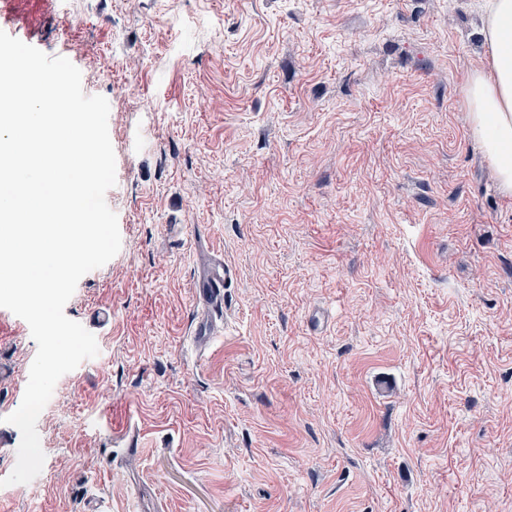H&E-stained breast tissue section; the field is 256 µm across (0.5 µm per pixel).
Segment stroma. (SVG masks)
I'll return each mask as SVG.
<instances>
[{
	"instance_id": "35a3bbf8",
	"label": "stroma",
	"mask_w": 512,
	"mask_h": 512,
	"mask_svg": "<svg viewBox=\"0 0 512 512\" xmlns=\"http://www.w3.org/2000/svg\"><path fill=\"white\" fill-rule=\"evenodd\" d=\"M489 2L0 9L108 100L121 235L64 308L99 353L0 512H512V194L466 99ZM214 256L236 276L199 349ZM36 351L0 308V418Z\"/></svg>"
}]
</instances>
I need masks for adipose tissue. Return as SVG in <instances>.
<instances>
[{
  "label": "adipose tissue",
  "mask_w": 512,
  "mask_h": 512,
  "mask_svg": "<svg viewBox=\"0 0 512 512\" xmlns=\"http://www.w3.org/2000/svg\"><path fill=\"white\" fill-rule=\"evenodd\" d=\"M486 69L467 84L470 134L489 157L505 193H512V0H492L484 28Z\"/></svg>",
  "instance_id": "ef3b65f1"
}]
</instances>
